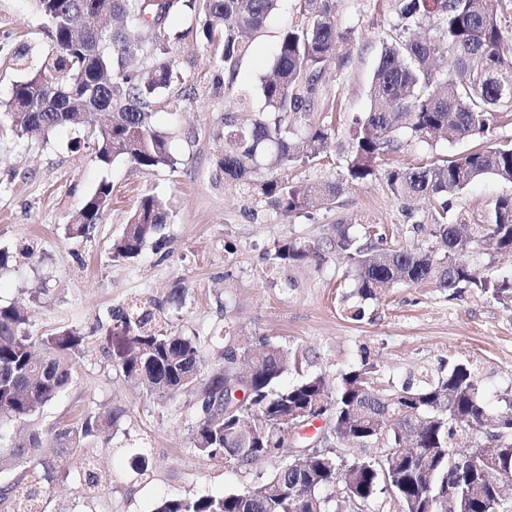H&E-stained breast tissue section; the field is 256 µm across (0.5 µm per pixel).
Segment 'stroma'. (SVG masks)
Instances as JSON below:
<instances>
[{"mask_svg": "<svg viewBox=\"0 0 512 512\" xmlns=\"http://www.w3.org/2000/svg\"><path fill=\"white\" fill-rule=\"evenodd\" d=\"M295 0H281L258 32L236 81L261 109V83L273 64L285 27L300 24ZM393 0H337L336 21L355 27L357 42L342 84L332 90L333 108L311 113L335 129L319 163H298L284 176L296 185L341 178L340 161L349 150L354 116L370 108L368 88L384 43L389 42ZM178 22L182 39L170 56L185 70L193 93L179 115L160 109L157 128L170 132L174 163L140 169L124 160L102 167L85 148V131L65 129L22 138L0 130V248L13 252L0 269V304L25 305L40 335L73 328L89 334L87 355L71 385L41 408V426L75 423L111 410L119 415L109 429L101 465L112 482L94 493L83 490L77 473L45 487L43 512H154L165 496L198 497L244 490L268 477L272 463L247 468L211 462L189 443L197 418L196 400L181 394L155 401L139 393L118 372L109 352L116 333L115 310L138 299L153 305L157 320L207 341V366L216 368L225 336L238 346L264 337L301 349L305 370L335 381L340 371L374 361L382 381L401 386L420 372L438 376L461 361H472L482 399L498 412L512 406V311L487 294H452L433 286H396L363 302L353 319L345 297L351 292L347 260L332 254L320 265L276 268L266 259L275 243L318 241L333 225L386 227L391 243L410 240L402 203L376 178L346 187L337 203L312 217L280 218L265 201L242 195L216 171L224 148L225 103L207 95L212 57ZM48 48L42 21L30 0H0V101L10 98L21 77L15 53L37 59ZM473 141H405L391 155L400 167L460 157ZM112 187V205L90 237L70 234L71 221L100 182ZM164 199L171 220L166 248H145L129 261H112L109 249L128 215L145 194ZM512 196V183L492 176L474 180L450 196V214L481 223L497 200ZM180 298H172L175 286ZM147 455V471L136 456Z\"/></svg>", "mask_w": 512, "mask_h": 512, "instance_id": "35a3bbf8", "label": "stroma"}]
</instances>
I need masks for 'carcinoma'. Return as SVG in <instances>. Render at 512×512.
Wrapping results in <instances>:
<instances>
[{
    "label": "carcinoma",
    "instance_id": "cac0c4a2",
    "mask_svg": "<svg viewBox=\"0 0 512 512\" xmlns=\"http://www.w3.org/2000/svg\"><path fill=\"white\" fill-rule=\"evenodd\" d=\"M44 20L52 48L37 65L16 55L23 73L11 98L0 103L18 138L65 127L85 129L92 157L101 166L117 158L152 169L172 163L169 133L152 124L161 103L177 109L171 93L186 83L185 71L168 58L173 22L189 18L217 68L209 93L233 101L225 110L224 152L216 160L224 180L261 196L288 220L336 204L346 186L383 177L395 197L432 199L434 209L412 224L427 247L387 246L377 226L361 236L338 224L317 242L277 244L267 252L275 267L320 264L343 254L353 273V295L373 299L389 285H433L455 293L470 288L512 308V276L489 278L459 255L492 247L512 252V196L500 198L482 223L467 228L448 221V196L492 174L512 183V145L485 146L440 164L380 168L403 139L454 142L489 138L502 109L512 108V39L502 19L512 0H394L396 20L369 86L370 110L354 118L345 174L306 190L284 177L256 182L263 158L286 169L316 162L335 134L329 123L307 125L305 140L290 138L310 112L324 111L326 88L340 82L352 59L356 30L336 23V0H296L302 22L283 30L272 74L261 86L265 111L248 127H235L234 112L249 106L235 95L240 63L251 39L277 9L279 0H31ZM449 56L446 67L439 65ZM112 186L103 181L87 197L72 232L87 237L110 206ZM170 222L162 199L143 196L112 260L137 258L147 245L164 248ZM123 357L116 366L149 399L192 394L198 419L190 444L212 462L248 467L272 460L271 475L251 488L219 496L164 497L155 512H370L379 497L398 512H437L448 484L456 486L446 512H502L504 495L495 475L512 474V411L494 412L481 399L478 369L457 363L436 379L387 389L380 369L364 360L341 372L336 387L321 373H305L297 350L262 338L256 348L226 344L223 365L209 371L196 336L157 324L155 313L132 305L118 315ZM28 315L0 305V422L28 423L17 442L0 426V473L19 466L32 477L0 485V503L12 512H39L43 483L68 475L90 438L112 427L115 415L43 429L37 410L71 382L88 348L77 330L32 336ZM297 380L277 381L287 372ZM244 384L241 407L224 414L230 382ZM327 420L339 452L310 453L299 462L283 458L282 419L303 409ZM82 487L99 490L112 476L94 458L80 463ZM339 488L338 501L323 491Z\"/></svg>",
    "mask_w": 512,
    "mask_h": 512
}]
</instances>
